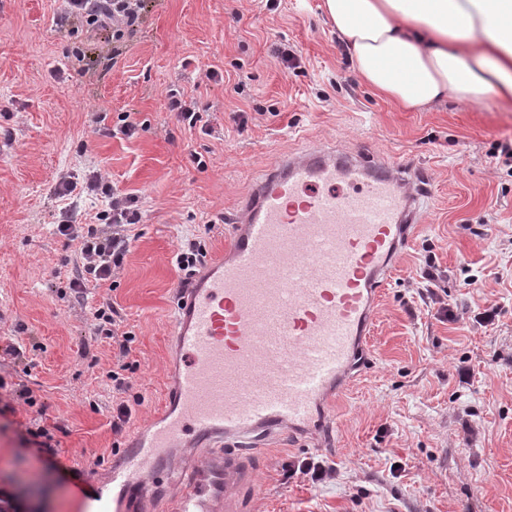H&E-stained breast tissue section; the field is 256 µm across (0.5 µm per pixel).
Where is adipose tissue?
I'll list each match as a JSON object with an SVG mask.
<instances>
[{"mask_svg":"<svg viewBox=\"0 0 512 512\" xmlns=\"http://www.w3.org/2000/svg\"><path fill=\"white\" fill-rule=\"evenodd\" d=\"M354 70L411 111L492 94L512 104V0H324Z\"/></svg>","mask_w":512,"mask_h":512,"instance_id":"adipose-tissue-1","label":"adipose tissue"}]
</instances>
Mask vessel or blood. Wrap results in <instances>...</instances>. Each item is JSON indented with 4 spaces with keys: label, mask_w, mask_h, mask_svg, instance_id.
<instances>
[{
    "label": "vessel or blood",
    "mask_w": 512,
    "mask_h": 512,
    "mask_svg": "<svg viewBox=\"0 0 512 512\" xmlns=\"http://www.w3.org/2000/svg\"><path fill=\"white\" fill-rule=\"evenodd\" d=\"M433 193L424 171L395 160L281 154L243 198L224 257L177 297L175 402L113 461V512L148 470L179 485L176 512H238L257 449L286 425L325 430L314 410L367 367L375 303ZM201 437L212 440L202 469L163 466L162 449Z\"/></svg>",
    "instance_id": "vessel-or-blood-1"
}]
</instances>
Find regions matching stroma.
Segmentation results:
<instances>
[{
    "mask_svg": "<svg viewBox=\"0 0 512 512\" xmlns=\"http://www.w3.org/2000/svg\"><path fill=\"white\" fill-rule=\"evenodd\" d=\"M322 4L152 0L111 66L107 33L54 26L59 0H0V378L36 400L0 415V484L13 481L36 512H91L70 471L110 488L113 459L164 411L174 254L193 239L208 260L223 256L251 183L280 153L320 143L399 158L435 192L378 300L369 367L325 410L329 448L306 430L271 438L252 461L260 491L238 493L242 512H512V165L497 155L512 143V106L486 95L402 110L360 79ZM283 43L300 69L276 58ZM174 92L195 102L201 126L171 111ZM125 113L130 137L118 132ZM95 172L138 196L144 217L114 283L77 294L79 245L56 232L54 187ZM105 302L135 337L123 392L109 377L112 342L94 329ZM442 302L453 318L438 315ZM493 303L494 325H473ZM121 403L130 419L116 433ZM38 425L52 451L21 444ZM310 457L335 464V477L284 480L288 462Z\"/></svg>",
    "mask_w": 512,
    "mask_h": 512,
    "instance_id": "35a3bbf8",
    "label": "stroma"
}]
</instances>
